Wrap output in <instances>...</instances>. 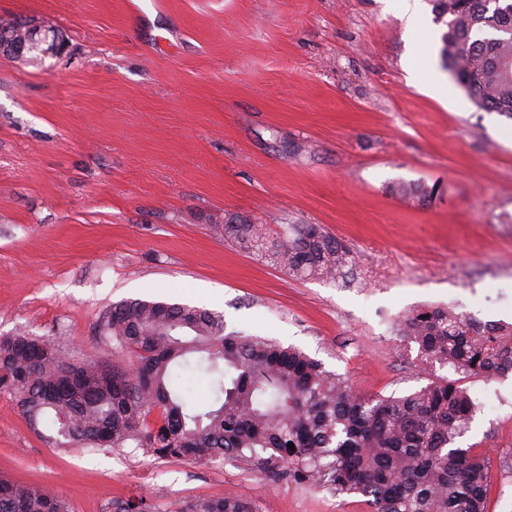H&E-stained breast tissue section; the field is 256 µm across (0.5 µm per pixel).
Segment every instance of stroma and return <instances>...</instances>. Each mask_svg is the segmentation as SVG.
<instances>
[{"label": "stroma", "instance_id": "1", "mask_svg": "<svg viewBox=\"0 0 512 512\" xmlns=\"http://www.w3.org/2000/svg\"><path fill=\"white\" fill-rule=\"evenodd\" d=\"M403 0H0L66 37L0 58V336H49L118 361L101 315L127 299L224 315L227 331L302 349L363 395L426 383L396 320L448 306L512 323V120L478 110ZM405 184L425 200L392 194ZM239 213L288 237L317 224L344 276L297 279L210 224ZM463 446L488 459L487 512H512V373L461 377ZM0 475L72 512L145 495L238 494L259 512H371L364 497L270 480L240 463L52 448L0 392Z\"/></svg>", "mask_w": 512, "mask_h": 512}]
</instances>
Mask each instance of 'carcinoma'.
<instances>
[{
	"mask_svg": "<svg viewBox=\"0 0 512 512\" xmlns=\"http://www.w3.org/2000/svg\"><path fill=\"white\" fill-rule=\"evenodd\" d=\"M441 36L444 66L480 110L512 119V0H459ZM224 239L291 277L334 279L350 251L316 224L274 237L244 215L212 216ZM394 332L420 363L468 376L512 373V324L487 323L449 307L423 308ZM98 335L124 366L64 351L46 336L0 337V391L13 395L30 428L55 448H121L160 458L245 463L274 480L359 494L373 512H486V459L458 446L474 403L458 382L435 378L401 397L365 396L294 347L224 333V315L183 304L113 305ZM199 354L210 402L189 406L168 377ZM293 443L294 448L287 447ZM0 512H71L46 486L0 475ZM112 512H154L140 495ZM174 512H258L239 495L178 502Z\"/></svg>",
	"mask_w": 512,
	"mask_h": 512,
	"instance_id": "carcinoma-1",
	"label": "carcinoma"
}]
</instances>
